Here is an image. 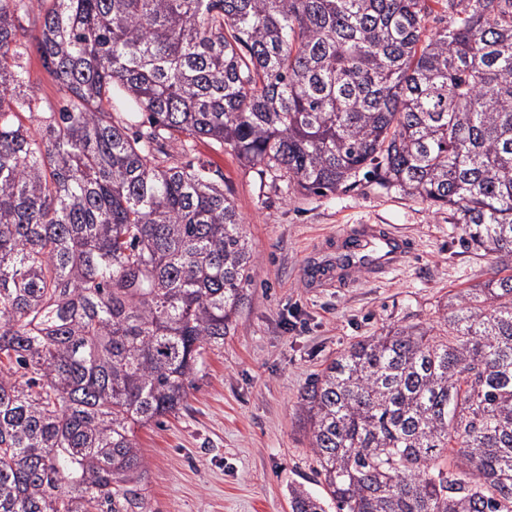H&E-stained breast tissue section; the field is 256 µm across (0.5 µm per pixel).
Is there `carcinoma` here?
I'll return each instance as SVG.
<instances>
[{
    "label": "carcinoma",
    "instance_id": "carcinoma-1",
    "mask_svg": "<svg viewBox=\"0 0 512 512\" xmlns=\"http://www.w3.org/2000/svg\"><path fill=\"white\" fill-rule=\"evenodd\" d=\"M196 140L300 192L367 170L511 262L512 0H0V512H148L136 430L256 268ZM448 305L305 388L291 512H512V273Z\"/></svg>",
    "mask_w": 512,
    "mask_h": 512
}]
</instances>
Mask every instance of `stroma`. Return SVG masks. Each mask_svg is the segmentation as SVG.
Listing matches in <instances>:
<instances>
[{
	"instance_id": "stroma-1",
	"label": "stroma",
	"mask_w": 512,
	"mask_h": 512,
	"mask_svg": "<svg viewBox=\"0 0 512 512\" xmlns=\"http://www.w3.org/2000/svg\"><path fill=\"white\" fill-rule=\"evenodd\" d=\"M191 159L224 175L256 259L247 301L208 352L186 404L136 432L149 512H290L288 488L321 493L300 395L352 344L398 325L437 324L449 294L501 262L467 246L445 209L361 176L301 194L227 148L196 142ZM388 224L412 249L388 274L340 269L343 226ZM321 268L310 276V268Z\"/></svg>"
}]
</instances>
